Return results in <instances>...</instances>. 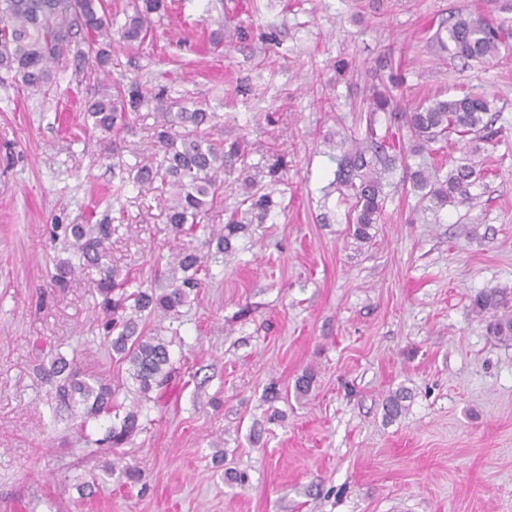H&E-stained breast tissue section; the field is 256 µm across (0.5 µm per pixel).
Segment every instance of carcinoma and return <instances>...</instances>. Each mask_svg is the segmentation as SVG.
Instances as JSON below:
<instances>
[{
    "mask_svg": "<svg viewBox=\"0 0 512 512\" xmlns=\"http://www.w3.org/2000/svg\"><path fill=\"white\" fill-rule=\"evenodd\" d=\"M132 14L121 26V38L129 43H142L150 31L154 17L161 15L165 0H134ZM512 38V27L493 24L483 18L460 13L435 38L441 48L454 58L482 62L498 53L499 45ZM112 48V17L105 0H0V82L4 76L31 91L40 92L55 76V68L71 62H94L105 71ZM156 96L138 85L115 84L88 102L84 116L93 130L118 135L129 125V116L141 111ZM365 111L388 115L389 124L381 141L370 139L359 143L347 154L340 168L344 186L353 199V236L359 241L370 238V229L378 223L383 193L382 172L376 166L381 155L397 151L401 141L395 135L401 130L414 138L419 146L448 139L477 135L491 125L485 119L490 101L481 95L433 96L409 109L398 106L395 96L384 82L371 85ZM216 113L202 108L182 109L166 114L153 134L152 152L144 161L129 168L132 180L142 191H171L167 222L175 235L192 233L205 213L221 199L224 174L233 162L250 151L249 145L235 140L229 144L209 137L215 127ZM480 178L477 165L466 162L453 168L448 178L431 184L422 169L410 173L413 185L428 191L440 201L457 199L471 205L470 187ZM241 205L245 213L263 219L273 206L271 195L247 192ZM245 230L238 214L212 234L219 253L232 250V241ZM54 238H63L66 250L78 256V265L64 259L56 264L54 285L65 287L77 270L87 266L100 268V279L94 290L98 322L112 349V361L136 385L139 400L132 403L121 423L112 426L104 442L112 451L124 447L140 430L142 401L151 400L150 393L160 388L170 375V343L145 332L147 317L162 312L177 316L202 286L201 276L208 274L210 255L191 247L179 248L171 261L172 278L164 286L141 285L128 290V276L111 266H102L104 248L112 235V224H55ZM472 310L487 322L489 334L512 339V306L497 291L481 292L472 300ZM46 376L58 381L55 397L70 408H82L88 418L111 416L123 408L120 391L125 388L121 376L99 379L84 375L74 360L63 355L54 357L45 370Z\"/></svg>",
    "mask_w": 512,
    "mask_h": 512,
    "instance_id": "cac0c4a2",
    "label": "carcinoma"
}]
</instances>
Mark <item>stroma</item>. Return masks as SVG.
Masks as SVG:
<instances>
[{
  "label": "stroma",
  "instance_id": "stroma-1",
  "mask_svg": "<svg viewBox=\"0 0 512 512\" xmlns=\"http://www.w3.org/2000/svg\"><path fill=\"white\" fill-rule=\"evenodd\" d=\"M167 5L153 38L113 37L106 72L58 71L45 94L0 83V512H512V340L472 312L483 291L512 301V42L466 63L434 39L460 12L512 26V0ZM386 53L403 104L469 91L497 118L492 137L398 155L361 242L339 162L366 136L362 102ZM132 81L162 100L118 142L86 128L85 100ZM182 107L218 113L214 138L255 145L188 246L223 226L245 176L261 175L275 206L210 262L179 318L152 319L174 372L122 450L142 472L127 484L95 445L111 418L57 407L39 374L59 353L93 377L112 370L95 326L99 271L53 287L64 252L50 231L108 216L107 264L139 282L166 268L178 244L167 197L138 192L125 168ZM468 158L484 172L470 207L422 198L406 176L442 180ZM307 371L311 391L297 395ZM402 388L403 412L386 418Z\"/></svg>",
  "mask_w": 512,
  "mask_h": 512
}]
</instances>
